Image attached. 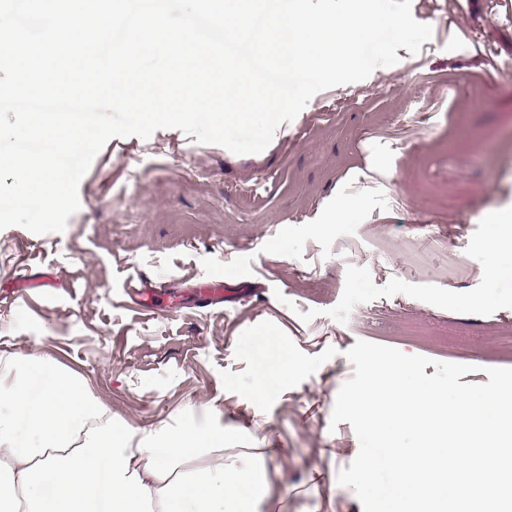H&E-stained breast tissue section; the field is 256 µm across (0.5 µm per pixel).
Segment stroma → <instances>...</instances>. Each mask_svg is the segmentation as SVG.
Wrapping results in <instances>:
<instances>
[{
	"label": "stroma",
	"instance_id": "35a3bbf8",
	"mask_svg": "<svg viewBox=\"0 0 512 512\" xmlns=\"http://www.w3.org/2000/svg\"><path fill=\"white\" fill-rule=\"evenodd\" d=\"M469 2L411 0L433 28L420 52L316 94L263 152L177 129L110 139L64 231L0 230V277L23 263L60 279L0 306V356L42 353L133 431L194 409L225 459L261 454L256 512H362L337 482L358 439L330 424L356 341L428 357L429 376L472 365L464 384L512 368V251L487 253L512 226L483 220L512 211V0ZM137 274L185 296L215 275L255 291L147 315L124 296ZM268 335L297 368L260 398Z\"/></svg>",
	"mask_w": 512,
	"mask_h": 512
}]
</instances>
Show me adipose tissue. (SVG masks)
Masks as SVG:
<instances>
[{
    "instance_id": "obj_1",
    "label": "adipose tissue",
    "mask_w": 512,
    "mask_h": 512,
    "mask_svg": "<svg viewBox=\"0 0 512 512\" xmlns=\"http://www.w3.org/2000/svg\"><path fill=\"white\" fill-rule=\"evenodd\" d=\"M293 367L267 337L257 393ZM42 370L53 381L32 393L28 376ZM264 482L254 466L225 464L223 430L183 419L131 432L49 359L0 357V503L11 512H253Z\"/></svg>"
}]
</instances>
